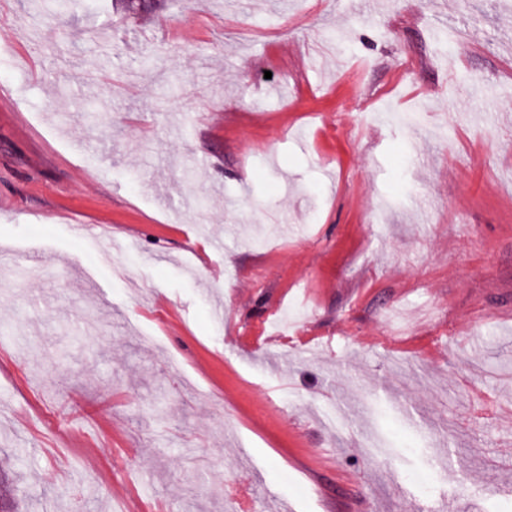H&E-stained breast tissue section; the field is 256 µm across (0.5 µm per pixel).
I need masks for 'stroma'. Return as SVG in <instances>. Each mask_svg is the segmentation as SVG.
<instances>
[{"label":"stroma","mask_w":512,"mask_h":512,"mask_svg":"<svg viewBox=\"0 0 512 512\" xmlns=\"http://www.w3.org/2000/svg\"><path fill=\"white\" fill-rule=\"evenodd\" d=\"M2 46L0 512H512V0H0Z\"/></svg>","instance_id":"35a3bbf8"}]
</instances>
